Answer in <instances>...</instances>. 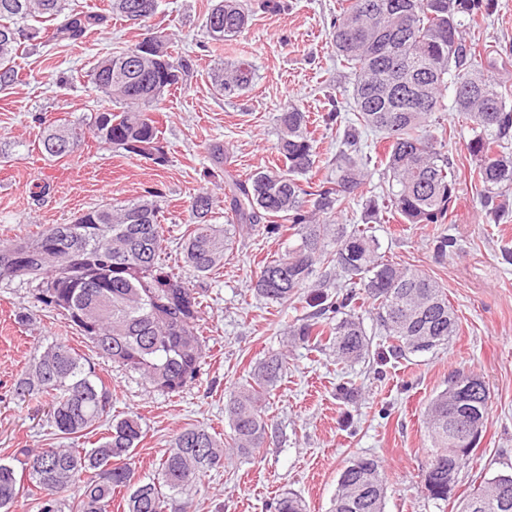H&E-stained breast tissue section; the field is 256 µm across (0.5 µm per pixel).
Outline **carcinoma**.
Here are the masks:
<instances>
[{
  "label": "carcinoma",
  "mask_w": 512,
  "mask_h": 512,
  "mask_svg": "<svg viewBox=\"0 0 512 512\" xmlns=\"http://www.w3.org/2000/svg\"><path fill=\"white\" fill-rule=\"evenodd\" d=\"M67 0H0V87L18 78L16 58L24 42L41 36L47 41H76L104 22L97 12L66 11ZM331 22L337 53L353 76V117L334 108L322 117L341 132L336 152V177L309 181L317 166V140L309 115L298 105L282 107L276 118V151L283 168L258 169L246 178L224 182L230 200V223L212 222L214 199L200 192L191 204L192 227L184 238L183 261L192 276L206 278L224 265L236 228L262 225L275 235L288 228L297 243L262 267L253 288L270 303L285 304L305 295L310 311L296 319L289 334L316 349L326 348L343 363L361 360L370 338L356 301H369L373 321L390 341L389 356L429 352L457 332V317L447 294L424 272L392 263L379 253L372 225L386 214L401 224H444L456 200L455 166L445 153L447 128L435 117L443 110L442 92L450 90L455 110L469 125L467 143L473 160L470 178L480 187L479 203L495 224L507 216L512 194V86L485 77L477 44L467 42L465 27L487 16L495 0H341ZM112 14L141 24L154 17L159 0H111ZM64 17L55 27L43 23ZM251 14L244 0H216L205 27L211 41L239 36ZM172 81L150 68L131 63L133 44L98 60L90 72L94 88L115 108L107 131L94 120L93 137L102 144L138 156L137 146L156 144L157 165L167 162L162 131L154 118L171 89L184 82L189 66L176 50H167ZM412 76L425 90L427 104H400L401 81ZM255 70L247 62L212 74L219 95L232 98L251 87ZM383 135L384 165L389 190L366 200L358 224L326 222L333 210L355 201V191L370 178L372 157L363 152L362 130ZM84 128L62 123L45 131L41 152L51 160L70 155L55 148L60 142H81ZM314 209H305V199ZM161 204L141 199L124 205L88 210L70 224H55L15 240H0V256H17L27 266L23 281L33 285L35 300L63 313L75 330L102 357L139 375L153 389L179 393L193 382L207 355L200 320L205 294L175 275L163 263ZM112 255V267L99 265ZM321 278H315L318 270ZM164 275L168 288L156 286ZM343 279L340 291L326 287L332 276ZM287 356L273 354L254 369L251 381L226 397L225 413L237 453L253 456L268 441L270 418L266 397L287 369ZM430 401L426 428L430 438L424 484L428 497L446 501L448 469L465 468L458 457L465 440L452 423L476 415L486 419L489 391L484 380L476 388L458 390L455 382ZM15 390L45 400L50 427L61 439L78 440L106 420V436L94 448H16L13 459L21 470L0 463V512H14L24 483L40 492L37 512H111L112 497L124 490L125 512H192L189 491L207 473L225 467L223 438L204 425L176 433L159 460L157 476L145 481L130 463L144 437L136 415L112 417V391L96 373L95 364L70 344L57 341L34 348L29 367ZM77 494L67 503L63 494ZM386 484L379 460L359 456L342 471L333 512H384ZM274 512H306L304 501L286 492ZM458 512H512V473H498L478 491L464 497Z\"/></svg>",
  "instance_id": "cac0c4a2"
}]
</instances>
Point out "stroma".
I'll return each mask as SVG.
<instances>
[{
  "label": "stroma",
  "mask_w": 512,
  "mask_h": 512,
  "mask_svg": "<svg viewBox=\"0 0 512 512\" xmlns=\"http://www.w3.org/2000/svg\"><path fill=\"white\" fill-rule=\"evenodd\" d=\"M211 0H160L149 27H132L110 18L77 42H29L17 61L18 81L0 88V239H16L107 203H124L160 193L165 260L187 276L182 236L190 222L193 197L210 191L216 221L224 223V179L205 178L208 148L223 143L231 157L226 174L243 178L277 163L276 116L294 103L311 117L330 109V98H345L352 77L332 43L330 23L339 0H285L280 13L255 11L236 40L214 49L205 29ZM166 28L191 65L186 85L167 98L156 117L163 131L168 161L130 157L86 137L78 150L60 160L46 159L38 146L47 127L67 119L87 124L105 101L88 81L96 60L140 41L148 28ZM468 40L495 58L490 73L512 81V0H495L480 25L467 28ZM240 60L252 64L254 84L235 98L218 95L211 68ZM442 121L451 130L448 155L458 175L457 198L443 224L376 225L386 259L419 269L445 289L459 331L433 351L378 365L385 349L369 306L359 314L371 339L370 353L357 363L337 362L328 351L294 342L289 325L307 313L304 299L292 304L260 300L252 283L267 259L287 250L288 234L241 233L224 265L205 280L201 324L210 353L195 381L182 392L152 389L96 357L57 311L38 303L23 282L0 281V462L16 448H43L52 442L40 404L16 395L14 383L28 366L38 343L64 341L93 358L98 374L113 394V414L141 419L145 436L132 463L142 476L154 475L158 460L174 435L191 424L229 434L224 414L227 395L245 384L266 357L285 353L288 369L271 392L266 410L273 422L268 442L250 458L233 456L231 464L208 473L196 493L194 512H273L284 492H293L308 512H331L343 469L355 457L373 456L383 466L385 512H454L483 479L512 471V219L490 223L470 178L467 127L458 122L451 94H444ZM455 239L447 258L433 252L434 237ZM26 312L32 324L15 322ZM460 368L481 374L489 388V410L481 443L464 468L448 501L431 500L422 474L429 446L425 411ZM350 382L358 394L336 397V386Z\"/></svg>",
  "instance_id": "stroma-1"
}]
</instances>
